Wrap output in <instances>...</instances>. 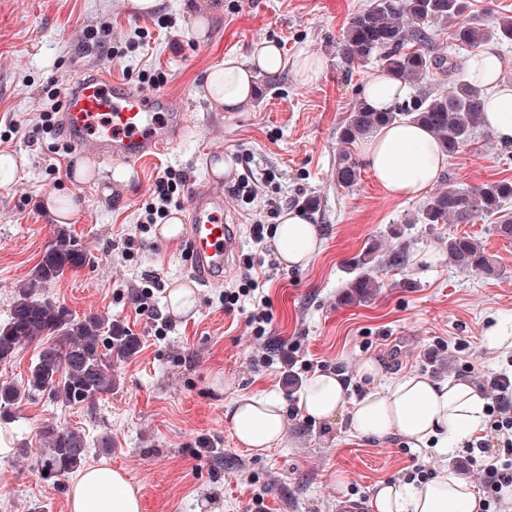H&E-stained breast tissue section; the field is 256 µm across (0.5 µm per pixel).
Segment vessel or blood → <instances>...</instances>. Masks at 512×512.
<instances>
[{"label": "vessel or blood", "mask_w": 512, "mask_h": 512, "mask_svg": "<svg viewBox=\"0 0 512 512\" xmlns=\"http://www.w3.org/2000/svg\"><path fill=\"white\" fill-rule=\"evenodd\" d=\"M58 124L74 150L110 163L133 164L175 146L187 125L166 94L135 90L108 71L91 72L70 84ZM189 276L219 286L239 249L236 225L226 223L224 198L209 188L192 191L182 206Z\"/></svg>", "instance_id": "vessel-or-blood-1"}]
</instances>
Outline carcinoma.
Segmentation results:
<instances>
[{
  "label": "carcinoma",
  "mask_w": 512,
  "mask_h": 512,
  "mask_svg": "<svg viewBox=\"0 0 512 512\" xmlns=\"http://www.w3.org/2000/svg\"><path fill=\"white\" fill-rule=\"evenodd\" d=\"M447 24L450 39L460 49L474 52L490 41H512V16H503L492 29L469 19L468 0H372L369 8L355 13L338 43V56L351 67L374 61L382 70L413 85L437 75H448V91L422 89L392 112L372 110L359 99L339 130L348 146L375 134L395 121L409 120L426 127L448 157L472 145L482 128L484 92L452 73L457 65L430 37V27ZM361 177V163L350 149L336 161V183L351 188ZM512 179L496 180L475 187L448 186L430 197L417 214V223L473 224L481 217L498 216L497 231L512 237ZM448 257L462 268L495 273L485 248L468 236L448 238ZM86 261L64 231L44 252L30 278L16 286L8 320L0 325V364L14 358L25 343L41 337L54 344L42 349L30 367L26 384H0V418L26 393H46L69 405L112 393V350L135 353L138 339L118 323L98 315L75 316L65 305L43 297V291L67 268ZM356 295L366 297L379 287L368 271L350 283ZM42 467L58 478L81 467L87 459L86 437L77 430H60L46 423L40 430Z\"/></svg>",
  "instance_id": "obj_1"
}]
</instances>
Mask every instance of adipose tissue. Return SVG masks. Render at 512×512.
I'll use <instances>...</instances> for the list:
<instances>
[{"label":"adipose tissue","mask_w":512,"mask_h":512,"mask_svg":"<svg viewBox=\"0 0 512 512\" xmlns=\"http://www.w3.org/2000/svg\"><path fill=\"white\" fill-rule=\"evenodd\" d=\"M506 67L499 48L489 43L471 54L467 76L485 92V128L499 144L512 146V84L503 76ZM288 68L301 83L310 84L323 75L326 62L306 52L286 60L276 44L264 40L256 43L247 57L226 56L206 77L204 88L213 103L225 111L240 112L255 97L260 76H274ZM407 93L404 82L380 70L364 88L369 106L382 112L393 111ZM362 152L375 180L395 198L428 192L448 163L433 135L407 120L378 130L364 142ZM273 237L279 258L290 266H307L320 249L315 225L300 210L284 212ZM347 392L343 376L317 372L308 378L299 407L305 416L329 419L343 408ZM226 419L240 445L258 453L280 445L286 437L282 404L270 395L237 399ZM485 419L486 404L467 379L444 382L421 374L376 385L351 410V425L359 434L378 439L394 436L413 447L438 452L449 435L478 432ZM373 507L375 512H477L478 496L468 481L443 472L417 487L399 480L382 483ZM140 510L137 490L107 464L84 468L72 482L69 512Z\"/></svg>","instance_id":"obj_1"}]
</instances>
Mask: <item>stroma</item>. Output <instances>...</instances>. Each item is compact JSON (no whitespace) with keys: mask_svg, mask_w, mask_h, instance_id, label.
<instances>
[{"mask_svg":"<svg viewBox=\"0 0 512 512\" xmlns=\"http://www.w3.org/2000/svg\"><path fill=\"white\" fill-rule=\"evenodd\" d=\"M371 0H159L153 13L134 0H0V154L23 157L9 190H0V323L15 287L26 280L55 237L59 224L43 202L54 193L72 196L78 212L67 229L86 254L83 266L65 271L45 295L74 315H100L139 340L136 352L113 355L114 386L94 403L69 405L46 395H26L0 422L7 441L0 450V512H69L72 479L43 476L35 453L39 430L51 423L83 431L87 464L108 462L138 490L141 512H339L346 501H373L381 483L420 480L442 470L480 487L479 465L458 464L461 437L445 453L411 447L397 437L371 439L354 432L348 412L332 420L301 415L300 391L310 372L347 376L348 402L368 390L357 373L367 358L379 360L385 379L409 373L437 380L463 377L480 392L505 370L510 355L488 352L482 337L496 320L512 323V240L497 235L490 219L472 224L411 223L423 198L388 197L369 168L352 188L334 179L343 149L339 129L378 69L369 62L346 67L336 54L349 18ZM175 18L172 29L155 18ZM204 19L206 34L193 33ZM152 28L144 49L106 60L102 45L124 46L136 27ZM278 43L284 56L306 51L323 56L318 81L299 83L292 72L261 77L262 93L242 112L213 107L204 98L209 71L229 54L247 56L260 41ZM107 68L113 77L138 85L142 73L162 71L164 93L188 116L187 136L165 154L125 167L87 159L90 175L53 173L77 164L56 134H34L48 91H64L86 72ZM229 163L217 176L214 162ZM168 168L187 171L190 186L234 184L238 177L275 178L263 197L244 204L225 195L224 208L240 231L239 259L219 288L196 286V304L171 315L169 294L187 285V244L160 238L149 229V247L131 257L118 243L138 233L156 178ZM512 179V148L493 136L449 159L439 188H467ZM306 196L319 207L310 218L322 249L303 268L285 267L272 239L256 241L252 224L276 225L267 199L280 210L297 208ZM468 236L492 256L496 274L458 268L448 260V239ZM405 250V264L388 261ZM435 252L434 265L416 258ZM371 256L378 281L367 298L348 283L359 260ZM262 262L266 274L257 296L272 301L265 335L248 322L250 302L224 309V294L238 289L241 260ZM159 275L154 314L139 313L148 276ZM170 319L166 333L157 319ZM277 396L283 405L284 443L258 455L240 445L224 418L236 399ZM29 454H20V447Z\"/></svg>","mask_w":512,"mask_h":512,"instance_id":"stroma-1","label":"stroma"}]
</instances>
